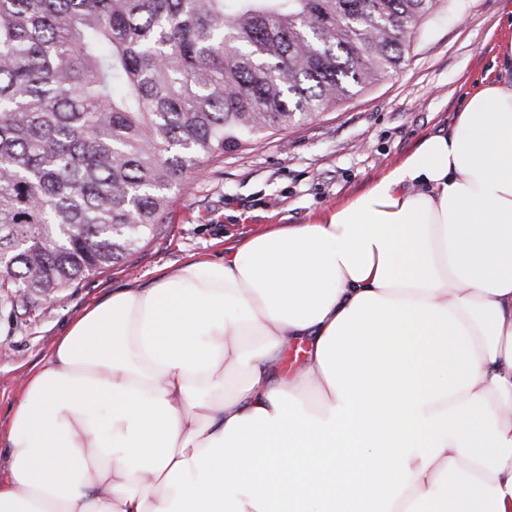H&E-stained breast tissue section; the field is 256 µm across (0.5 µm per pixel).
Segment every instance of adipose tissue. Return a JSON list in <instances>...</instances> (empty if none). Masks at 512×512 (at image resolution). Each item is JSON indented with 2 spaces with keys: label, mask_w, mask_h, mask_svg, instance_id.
I'll return each mask as SVG.
<instances>
[{
  "label": "adipose tissue",
  "mask_w": 512,
  "mask_h": 512,
  "mask_svg": "<svg viewBox=\"0 0 512 512\" xmlns=\"http://www.w3.org/2000/svg\"><path fill=\"white\" fill-rule=\"evenodd\" d=\"M6 441L0 512H512V84L309 223L86 309Z\"/></svg>",
  "instance_id": "obj_1"
}]
</instances>
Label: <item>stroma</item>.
<instances>
[{
  "instance_id": "stroma-1",
  "label": "stroma",
  "mask_w": 512,
  "mask_h": 512,
  "mask_svg": "<svg viewBox=\"0 0 512 512\" xmlns=\"http://www.w3.org/2000/svg\"><path fill=\"white\" fill-rule=\"evenodd\" d=\"M511 23L512 0H446L396 73L312 120L269 132L261 146L225 152L173 187L161 224L124 261L50 299L0 300V426L70 323L112 290L149 287L271 225L307 223L362 192L424 136L450 133L466 91L498 68L496 39Z\"/></svg>"
}]
</instances>
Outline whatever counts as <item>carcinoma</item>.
<instances>
[{
	"label": "carcinoma",
	"mask_w": 512,
	"mask_h": 512,
	"mask_svg": "<svg viewBox=\"0 0 512 512\" xmlns=\"http://www.w3.org/2000/svg\"><path fill=\"white\" fill-rule=\"evenodd\" d=\"M447 0H0V293L122 262L170 190L397 72Z\"/></svg>",
	"instance_id": "cac0c4a2"
}]
</instances>
